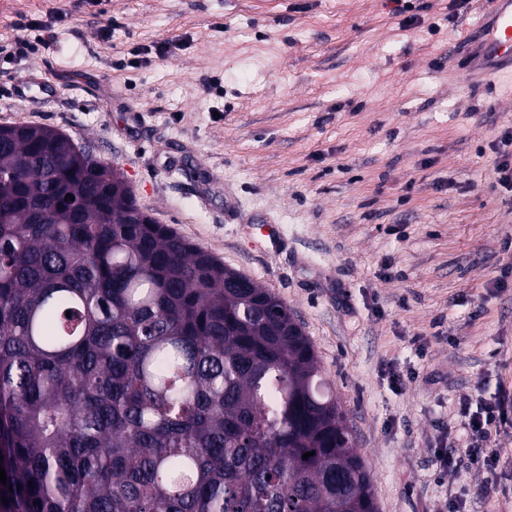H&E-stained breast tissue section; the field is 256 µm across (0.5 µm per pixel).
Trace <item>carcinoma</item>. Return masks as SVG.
<instances>
[{
	"label": "carcinoma",
	"instance_id": "carcinoma-1",
	"mask_svg": "<svg viewBox=\"0 0 512 512\" xmlns=\"http://www.w3.org/2000/svg\"><path fill=\"white\" fill-rule=\"evenodd\" d=\"M0 455V512H378L288 307L44 126H0Z\"/></svg>",
	"mask_w": 512,
	"mask_h": 512
}]
</instances>
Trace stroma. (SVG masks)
<instances>
[{
    "label": "stroma",
    "instance_id": "stroma-1",
    "mask_svg": "<svg viewBox=\"0 0 512 512\" xmlns=\"http://www.w3.org/2000/svg\"><path fill=\"white\" fill-rule=\"evenodd\" d=\"M0 0L63 11L0 61V126L55 128L114 164L157 223L279 297L345 407L379 512H512L433 450L460 393L512 381V195L494 145L512 80L449 59L470 0ZM66 17V13H58L55 16L50 17V22L46 23V21L41 22L35 19L29 20L26 18V16H20V18H18L12 26V30L16 31V34L13 38L14 52L11 53L10 56L15 57L16 54H18V56H22L32 52L36 50L39 44H41L43 48H49L55 37L53 32L54 23L61 22ZM33 30L46 33V36L41 34L36 37L34 41H32L30 32Z\"/></svg>",
    "mask_w": 512,
    "mask_h": 512
}]
</instances>
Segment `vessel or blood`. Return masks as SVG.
I'll return each instance as SVG.
<instances>
[{
	"label": "vessel or blood",
	"instance_id": "obj_1",
	"mask_svg": "<svg viewBox=\"0 0 512 512\" xmlns=\"http://www.w3.org/2000/svg\"><path fill=\"white\" fill-rule=\"evenodd\" d=\"M469 67L485 75H512V0H496L494 13L482 24L479 53Z\"/></svg>",
	"mask_w": 512,
	"mask_h": 512
}]
</instances>
